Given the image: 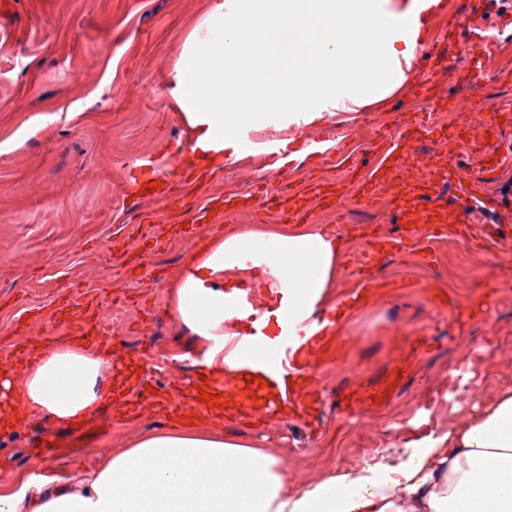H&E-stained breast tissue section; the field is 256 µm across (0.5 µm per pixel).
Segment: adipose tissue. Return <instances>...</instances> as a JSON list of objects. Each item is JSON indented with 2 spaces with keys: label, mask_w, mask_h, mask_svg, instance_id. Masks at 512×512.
<instances>
[{
  "label": "adipose tissue",
  "mask_w": 512,
  "mask_h": 512,
  "mask_svg": "<svg viewBox=\"0 0 512 512\" xmlns=\"http://www.w3.org/2000/svg\"><path fill=\"white\" fill-rule=\"evenodd\" d=\"M379 0H204L172 71L186 141L210 169L237 150L241 126L273 112L322 121L382 102L413 67L419 15ZM261 247L287 285L263 319L269 333L301 301L335 310L341 242L314 224H262L192 251L167 285V304L206 379L246 352L225 306L262 278L243 254ZM121 388L102 350L73 340L0 367V428L28 416L89 423ZM0 512H512V391L419 447L388 449L356 472L298 484L283 459L213 430L174 422L103 451L78 477H0Z\"/></svg>",
  "instance_id": "ef3b65f1"
}]
</instances>
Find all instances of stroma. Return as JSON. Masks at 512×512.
<instances>
[{
  "mask_svg": "<svg viewBox=\"0 0 512 512\" xmlns=\"http://www.w3.org/2000/svg\"><path fill=\"white\" fill-rule=\"evenodd\" d=\"M443 3L426 16L401 90L316 126L286 125L273 114L262 126L242 128L241 137L255 141L249 156L216 160L205 180L181 183L174 209L163 196L138 198L133 190L142 156L163 157L167 172L179 170L184 136L169 80L199 0H13L0 15V26L13 32L0 39V356L32 339L50 345L76 338L89 308L113 359L149 365L147 385L172 404L190 402L198 367L166 311V283L205 236L284 223L271 204L278 193L335 181L334 168L301 155L308 139L343 143L359 164L373 157L378 131H388L406 141L402 173L427 174L464 114L474 147L458 151L460 173L489 169L488 190L501 192L512 183V164L496 163L512 148V71L491 62L481 84H465L495 31L481 0ZM425 81L447 95L452 111L437 113L416 95ZM269 137L287 141L293 163L269 164L261 145ZM246 192L257 199L253 211H225L219 223L198 224L190 239L169 233L212 198ZM392 194V185L379 188L370 223L350 220L357 206L350 198L309 218L342 242L337 296L360 287L365 263L388 282L341 320L340 357L316 359L311 388L320 403L304 416L207 420L277 453L303 483L373 464L384 449L422 443L460 418L459 402L482 407L512 388V235L492 249L475 248L470 233L493 218L473 209L466 225H450L426 252L374 257L370 232L409 237ZM433 288L445 293V306L429 303ZM69 295L75 306L66 327L30 322L31 312L50 311ZM170 422L136 402L128 413L89 424L31 417L0 434V475L43 458L74 476L105 449Z\"/></svg>",
  "mask_w": 512,
  "mask_h": 512,
  "instance_id": "obj_1",
  "label": "stroma"
}]
</instances>
